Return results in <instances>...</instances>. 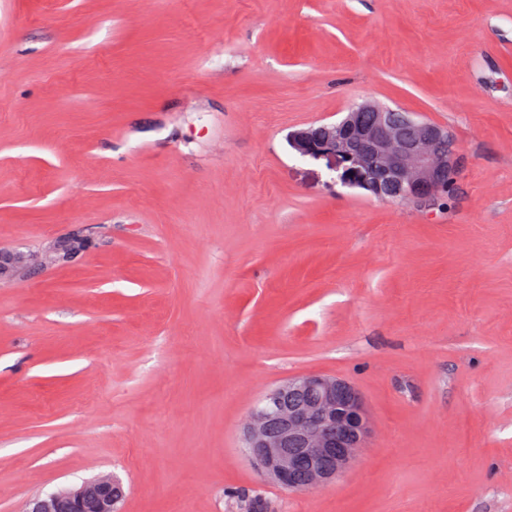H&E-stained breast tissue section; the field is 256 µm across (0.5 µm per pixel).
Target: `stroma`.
<instances>
[{"label": "stroma", "mask_w": 512, "mask_h": 512, "mask_svg": "<svg viewBox=\"0 0 512 512\" xmlns=\"http://www.w3.org/2000/svg\"><path fill=\"white\" fill-rule=\"evenodd\" d=\"M0 70V512H512V0H0ZM366 98L448 129L446 208L289 144ZM309 373L373 434L297 492L242 434ZM124 495L119 479L102 475L79 486L37 496L26 512H120Z\"/></svg>", "instance_id": "obj_1"}]
</instances>
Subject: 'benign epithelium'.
<instances>
[{
	"instance_id": "obj_1",
	"label": "benign epithelium",
	"mask_w": 512,
	"mask_h": 512,
	"mask_svg": "<svg viewBox=\"0 0 512 512\" xmlns=\"http://www.w3.org/2000/svg\"><path fill=\"white\" fill-rule=\"evenodd\" d=\"M293 144L303 157H336L346 183L430 211L466 163L448 129L371 101L353 104L335 123L296 132ZM371 435L356 386L311 373L282 382L258 402L243 447L264 478L305 492L341 476ZM124 495L119 479L102 475L37 496L27 512H120Z\"/></svg>"
}]
</instances>
